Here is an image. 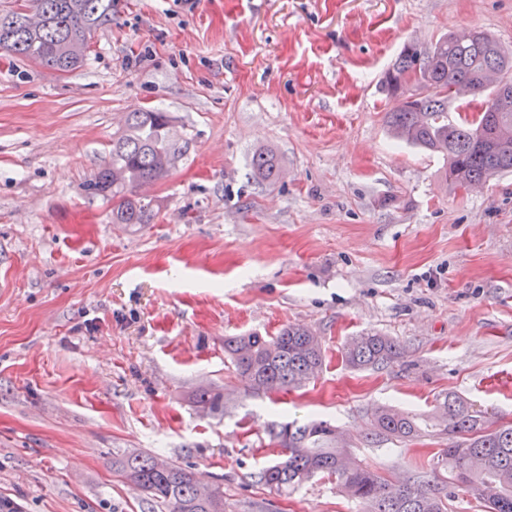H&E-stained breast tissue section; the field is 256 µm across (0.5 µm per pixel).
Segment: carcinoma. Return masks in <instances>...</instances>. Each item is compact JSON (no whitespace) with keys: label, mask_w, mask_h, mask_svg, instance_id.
<instances>
[{"label":"carcinoma","mask_w":512,"mask_h":512,"mask_svg":"<svg viewBox=\"0 0 512 512\" xmlns=\"http://www.w3.org/2000/svg\"><path fill=\"white\" fill-rule=\"evenodd\" d=\"M115 0H23L0 13V50L20 60L62 72L83 62L94 33L112 21ZM495 73L512 91V53L485 31L471 38L448 34L431 47L405 43L386 70L381 86L397 105L386 113L396 139L438 154L446 160V180L474 187L491 176L512 171V102L504 106L485 81ZM485 96L480 113L454 120V100ZM183 148L177 146L170 116L146 109L130 112L124 128L112 138V162L86 181L91 195L112 194V223L148 224L154 204L137 189L165 178ZM253 178L272 181L279 175L277 157L258 152L250 161ZM224 353L249 393L286 391L313 379L324 362L318 337L299 327L274 337L257 332L224 339ZM400 347L387 336L364 333L351 338L343 359L362 370L398 358ZM193 402L209 415L224 414V393L199 387ZM448 434L458 438L442 448L437 464L448 469V492L419 475L389 484L372 469L346 463L336 447V427L324 422L272 424L269 433L281 459L262 469L259 481L276 492L301 485L316 474L336 477L349 498L365 512H446L445 499L465 490L485 512H512V427L488 429L483 415L458 395L440 406ZM377 436L410 437L415 419L382 408L375 413ZM112 469L167 512H224V490L217 485L203 494L193 472L152 455L130 453L112 460Z\"/></svg>","instance_id":"carcinoma-1"}]
</instances>
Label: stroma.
Returning <instances> with one entry per match:
<instances>
[{
	"mask_svg": "<svg viewBox=\"0 0 512 512\" xmlns=\"http://www.w3.org/2000/svg\"><path fill=\"white\" fill-rule=\"evenodd\" d=\"M464 29L512 49V0H117L71 72L0 51V496L165 512L112 469L146 452L221 486L226 512H363L332 477L260 483L267 424L330 421L350 463L442 486L446 394L512 426V173L451 186L441 156L391 136L380 88L404 43ZM142 108L189 148L150 187L152 223L116 224L83 185ZM266 150L280 172L261 182ZM289 325L320 337L321 370L245 395L225 337ZM364 332L400 357L348 366ZM209 384L218 417L191 402ZM383 406L420 433L376 436ZM253 178L259 181H272L279 175L280 166L277 157L271 152L255 153L250 161Z\"/></svg>",
	"mask_w": 512,
	"mask_h": 512,
	"instance_id": "1",
	"label": "stroma"
}]
</instances>
